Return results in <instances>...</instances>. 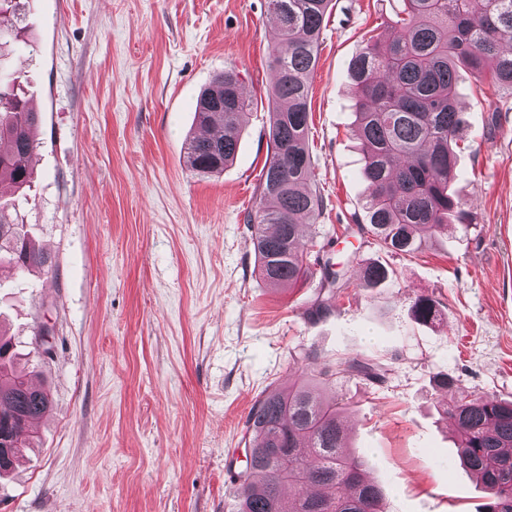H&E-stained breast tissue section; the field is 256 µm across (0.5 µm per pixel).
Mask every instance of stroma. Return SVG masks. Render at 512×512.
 <instances>
[{"label":"stroma","instance_id":"1","mask_svg":"<svg viewBox=\"0 0 512 512\" xmlns=\"http://www.w3.org/2000/svg\"><path fill=\"white\" fill-rule=\"evenodd\" d=\"M265 0H22L21 74L40 116L34 180L18 210L52 262L0 272V326L51 410L0 478V512H233L226 469L246 465L245 422L267 389L342 357L386 371L346 375L339 399L352 452L387 512H480L460 464L449 395L512 399V87L460 69L468 117L452 184L467 225L406 255L357 219L368 195L351 60L400 0H335L311 78L309 145L323 197L317 239L349 281L313 315L319 277L267 288L247 215L268 152L277 35ZM235 70L250 107L223 173L184 166L199 92ZM388 271L359 281L362 266ZM421 296L435 321L414 319ZM44 336H35V329ZM448 376L452 392L435 380Z\"/></svg>","mask_w":512,"mask_h":512}]
</instances>
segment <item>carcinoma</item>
Returning <instances> with one entry per match:
<instances>
[{"label":"carcinoma","mask_w":512,"mask_h":512,"mask_svg":"<svg viewBox=\"0 0 512 512\" xmlns=\"http://www.w3.org/2000/svg\"><path fill=\"white\" fill-rule=\"evenodd\" d=\"M332 0H266L278 37L273 49L276 80L269 94V146L258 205L248 228L259 278L279 288L313 276L307 261L312 238L304 227L315 223L323 198L312 182L308 148L309 77ZM19 0H0V58L21 41ZM396 36L369 43L351 62L357 103V138L368 186V232L392 252L411 254L463 223V202L450 192L457 176V145L466 115L456 99L457 68L464 63L478 80L487 77L512 86V0H402ZM0 88V268L23 272L48 265L3 189L20 190L31 181L37 148L38 113L17 92L19 77ZM250 106L238 74H218L196 104L200 128L221 122L223 134L186 139L184 163L194 175L224 172L239 148L241 122ZM388 277L379 264L362 268V280L377 286ZM313 313L330 311L348 281L325 270ZM437 302L417 298L414 318L431 322ZM353 373L379 382L384 369L360 357H346L318 375L286 389L263 392L245 423L251 441L246 467L230 474L236 486V512H386L383 493L369 480L363 461L347 450L343 407L326 401L319 386ZM19 368L11 340L0 330V445L19 441L29 423L47 413L48 393ZM445 413L454 421L462 465L487 494L481 512H512V400L484 396L453 398Z\"/></svg>","instance_id":"carcinoma-1"}]
</instances>
